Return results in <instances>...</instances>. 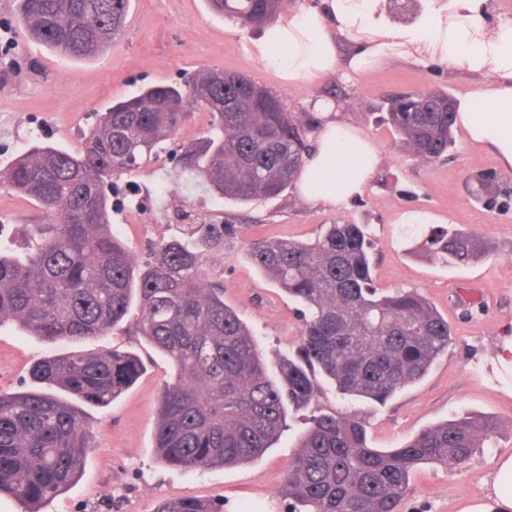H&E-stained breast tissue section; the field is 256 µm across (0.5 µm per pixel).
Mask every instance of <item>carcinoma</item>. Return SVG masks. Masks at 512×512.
<instances>
[{
    "label": "carcinoma",
    "mask_w": 512,
    "mask_h": 512,
    "mask_svg": "<svg viewBox=\"0 0 512 512\" xmlns=\"http://www.w3.org/2000/svg\"><path fill=\"white\" fill-rule=\"evenodd\" d=\"M283 0H208L244 27L276 21ZM130 0H18L30 41L74 59L101 53L123 29ZM196 104L211 115L208 135L182 146L180 174L219 199L275 197L295 180L311 113L287 112L278 95L251 78L199 69L182 89L147 87L117 101L85 136L82 151L34 145L0 170V186L52 215L37 224L36 246L24 256L0 254V325L12 321L46 342L105 336L133 302L139 332L171 363L155 432L159 459L185 471L231 466L261 456L287 417L311 410L308 427L281 492L292 512H400L422 464L463 465L489 446L491 424L464 413L429 427L388 451L372 448L356 414L311 408L322 384L348 401L385 405L423 379L448 348L451 329L417 290L384 292L374 284L373 245L360 224H328L312 242L255 239L245 253L301 307L303 331L294 353L267 361L259 342L224 302V287L207 281L202 256L236 235L234 224H185L161 241L134 275V258L112 229L107 189L148 165ZM387 122L414 157L432 163L454 144L448 94L388 101ZM477 198L506 207L512 190L494 175L475 177ZM424 245L445 263L467 264L487 250L485 237L464 228L431 233ZM140 359L116 349L72 352L36 363L37 387L0 390V494L31 505L66 490L93 448L82 410L38 389L55 386L104 409L139 377ZM157 512H222L199 500L169 499Z\"/></svg>",
    "instance_id": "carcinoma-1"
}]
</instances>
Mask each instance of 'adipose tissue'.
<instances>
[{"label": "adipose tissue", "mask_w": 512, "mask_h": 512, "mask_svg": "<svg viewBox=\"0 0 512 512\" xmlns=\"http://www.w3.org/2000/svg\"><path fill=\"white\" fill-rule=\"evenodd\" d=\"M325 10L283 15L265 28L256 54L266 69L289 83L303 85L335 73L339 66L335 32H365L374 45L352 57L348 65L363 70L398 45L439 52L452 68L491 73L495 87L480 102L460 107L458 124L470 139L492 152L506 169L512 168V26H501L492 41L480 39L479 0H422L418 19L394 27L380 0H325ZM463 12L464 22L449 20L448 9ZM322 117L315 144L305 154L297 176L299 195L310 202L337 207L362 194L381 161L376 145L359 128L344 120L334 106L316 100ZM483 500L462 512H512V455L500 457L484 482Z\"/></svg>", "instance_id": "ef3b65f1"}]
</instances>
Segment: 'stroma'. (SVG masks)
Here are the masks:
<instances>
[{
	"label": "stroma",
	"instance_id": "obj_1",
	"mask_svg": "<svg viewBox=\"0 0 512 512\" xmlns=\"http://www.w3.org/2000/svg\"><path fill=\"white\" fill-rule=\"evenodd\" d=\"M261 34V29L214 14L206 0H131L120 37L99 57L78 61L32 43L15 0H0V170L25 152L35 136L79 149L97 113L112 102L148 86L186 83L203 67L246 75L277 94L289 112L308 111L319 97L332 101L375 142L382 157L363 194L347 205L309 204L293 186L280 196L245 205L188 191L176 157L183 143L206 134L210 120L208 112L195 108L156 160L126 175L147 205L125 202L113 213L112 226L141 264L149 244L173 234L179 224H236L239 245L205 254L204 270L210 281L223 284L225 302L238 308L270 356L296 347L301 323L287 294L246 258L242 242L256 237L308 241L325 224L364 225L376 243L377 285L418 289L447 316L452 341L422 380L386 405L366 403L356 410L377 448L397 447L461 412L494 422V448L462 466L419 467L401 505L402 512H460L464 503L482 498L494 463L512 455V365L499 359L501 337L512 336V209L488 210L473 195L475 175L494 173L512 185V170L502 168L460 127L450 160L421 162L377 118L392 95L440 90L458 102L475 100L493 79L448 68L432 52L409 54L398 47L367 71L343 66L312 84L292 85L256 57L254 44ZM46 221L41 208L0 187V251L23 254L22 225ZM449 225L488 238L487 254L468 264L447 265L420 250L423 235ZM472 283L481 296L467 320L456 303L463 287ZM139 317V307H132L108 335L82 342L46 343L14 323L0 325V388L9 391L31 388L29 371L45 357L115 347L136 353L143 364L139 378L111 407H87L95 448L80 479L44 512H156L170 498H220L224 512H289L278 489L306 427L304 417L291 419L274 448L243 465L185 472L158 461V400L172 368L138 334Z\"/></svg>",
	"mask_w": 512,
	"mask_h": 512
}]
</instances>
